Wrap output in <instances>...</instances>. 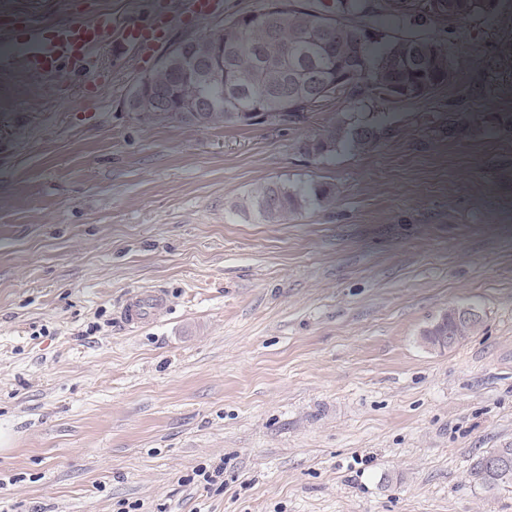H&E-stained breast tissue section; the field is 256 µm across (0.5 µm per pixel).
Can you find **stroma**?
I'll return each mask as SVG.
<instances>
[{"label": "stroma", "instance_id": "1", "mask_svg": "<svg viewBox=\"0 0 512 512\" xmlns=\"http://www.w3.org/2000/svg\"><path fill=\"white\" fill-rule=\"evenodd\" d=\"M223 2L168 43L261 0ZM451 10L460 73L299 124L126 111L160 57L108 43L93 90L0 77V512H512L468 477L512 445V0ZM342 120L376 147L301 151ZM270 181L334 196L267 223ZM453 306L477 327L427 349ZM162 304L160 291L145 290L127 302L123 310L124 321L130 326H137L152 318Z\"/></svg>", "mask_w": 512, "mask_h": 512}]
</instances>
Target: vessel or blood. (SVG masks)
Returning a JSON list of instances; mask_svg holds the SVG:
<instances>
[{
    "label": "vessel or blood",
    "mask_w": 512,
    "mask_h": 512,
    "mask_svg": "<svg viewBox=\"0 0 512 512\" xmlns=\"http://www.w3.org/2000/svg\"><path fill=\"white\" fill-rule=\"evenodd\" d=\"M143 4L138 15L120 25L105 18L71 17L47 26L10 6L11 46L0 52V73L19 72L47 80L87 79L91 76L88 62L104 42L147 56L165 40L175 22L205 19L220 10L219 0H143ZM162 304L161 292L143 291L127 302L123 318L128 325H139Z\"/></svg>",
    "instance_id": "b4317fda"
}]
</instances>
